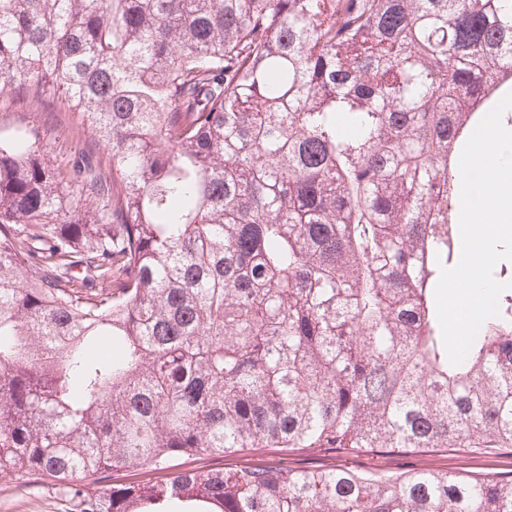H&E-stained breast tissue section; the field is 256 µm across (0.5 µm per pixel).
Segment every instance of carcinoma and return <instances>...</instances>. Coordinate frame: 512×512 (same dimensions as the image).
Returning a JSON list of instances; mask_svg holds the SVG:
<instances>
[{
	"instance_id": "1",
	"label": "carcinoma",
	"mask_w": 512,
	"mask_h": 512,
	"mask_svg": "<svg viewBox=\"0 0 512 512\" xmlns=\"http://www.w3.org/2000/svg\"><path fill=\"white\" fill-rule=\"evenodd\" d=\"M512 0H0V479L82 512H512V480L189 466L512 448V294L434 304ZM98 150L51 162L63 128Z\"/></svg>"
}]
</instances>
